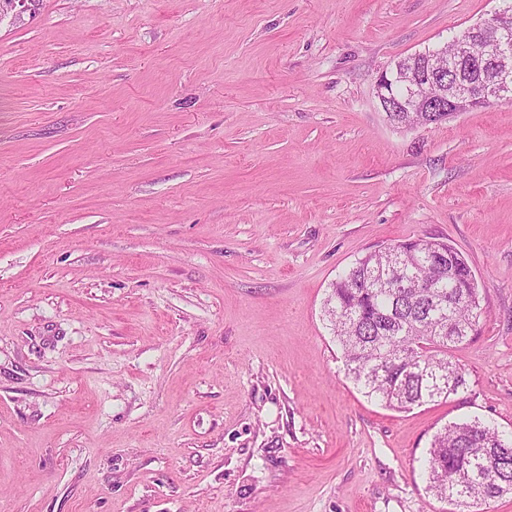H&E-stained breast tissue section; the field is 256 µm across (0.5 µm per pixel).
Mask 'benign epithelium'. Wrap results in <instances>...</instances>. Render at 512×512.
<instances>
[{"instance_id": "1", "label": "benign epithelium", "mask_w": 512, "mask_h": 512, "mask_svg": "<svg viewBox=\"0 0 512 512\" xmlns=\"http://www.w3.org/2000/svg\"><path fill=\"white\" fill-rule=\"evenodd\" d=\"M481 51L448 55L445 47L416 53L421 66L394 65L379 73L380 111L426 112L439 125L477 106L512 100V5L507 3L466 28Z\"/></svg>"}]
</instances>
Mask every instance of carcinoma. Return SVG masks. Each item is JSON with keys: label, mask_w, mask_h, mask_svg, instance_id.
Instances as JSON below:
<instances>
[{"label": "carcinoma", "mask_w": 512, "mask_h": 512, "mask_svg": "<svg viewBox=\"0 0 512 512\" xmlns=\"http://www.w3.org/2000/svg\"><path fill=\"white\" fill-rule=\"evenodd\" d=\"M390 244L358 259L331 284L324 315L342 348L347 375L386 408L445 403L467 388L448 353L474 331L479 291L449 243ZM428 490L469 507L512 496V438L479 421L450 422L430 444Z\"/></svg>", "instance_id": "1"}]
</instances>
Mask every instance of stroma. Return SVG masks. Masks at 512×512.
<instances>
[{"instance_id":"stroma-1","label":"stroma","mask_w":512,"mask_h":512,"mask_svg":"<svg viewBox=\"0 0 512 512\" xmlns=\"http://www.w3.org/2000/svg\"><path fill=\"white\" fill-rule=\"evenodd\" d=\"M498 0H26L0 18V512H463L446 423L512 434V101L397 128L375 79ZM450 242L467 388L395 411L323 305Z\"/></svg>"}]
</instances>
